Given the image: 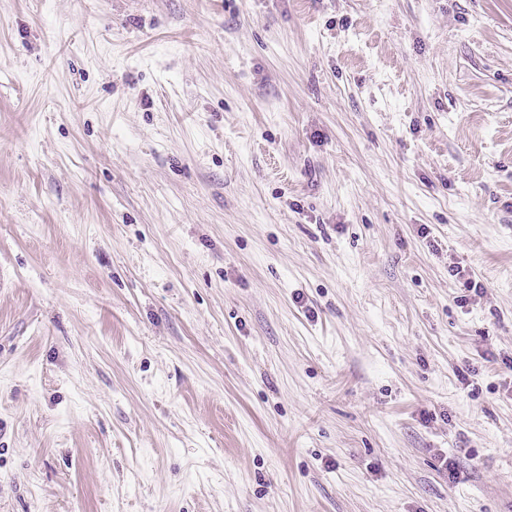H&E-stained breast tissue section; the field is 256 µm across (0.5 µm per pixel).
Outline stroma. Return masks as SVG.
Here are the masks:
<instances>
[{
  "label": "stroma",
  "mask_w": 512,
  "mask_h": 512,
  "mask_svg": "<svg viewBox=\"0 0 512 512\" xmlns=\"http://www.w3.org/2000/svg\"><path fill=\"white\" fill-rule=\"evenodd\" d=\"M0 512H512V0H0Z\"/></svg>",
  "instance_id": "1"
}]
</instances>
